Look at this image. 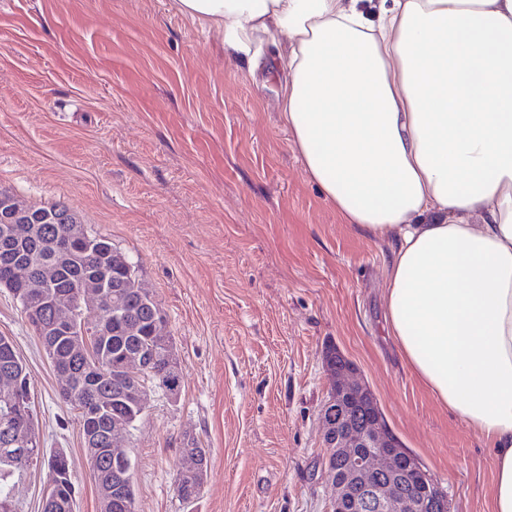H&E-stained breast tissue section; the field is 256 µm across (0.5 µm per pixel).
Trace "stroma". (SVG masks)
<instances>
[{"label": "stroma", "mask_w": 512, "mask_h": 512, "mask_svg": "<svg viewBox=\"0 0 512 512\" xmlns=\"http://www.w3.org/2000/svg\"><path fill=\"white\" fill-rule=\"evenodd\" d=\"M281 82L224 53L172 0H0V187L63 202L137 265L166 315L177 401L152 391L128 435L135 512H329L324 352L356 365L451 512H488L486 444L438 408L385 334L387 244L339 222L281 119ZM45 453L65 451L75 512H98L74 413L19 303ZM198 498L175 491L184 442Z\"/></svg>", "instance_id": "stroma-1"}]
</instances>
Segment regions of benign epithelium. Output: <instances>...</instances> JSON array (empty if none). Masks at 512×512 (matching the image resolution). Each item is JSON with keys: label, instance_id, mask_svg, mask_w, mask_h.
I'll list each match as a JSON object with an SVG mask.
<instances>
[{"label": "benign epithelium", "instance_id": "obj_1", "mask_svg": "<svg viewBox=\"0 0 512 512\" xmlns=\"http://www.w3.org/2000/svg\"><path fill=\"white\" fill-rule=\"evenodd\" d=\"M36 218L32 210L19 203L9 193L0 195L1 224H34ZM6 274L0 277V288L7 289L24 308L26 319L40 336H65L71 339L72 350L87 355L85 336L87 326H78L79 319L94 316L101 310L108 280L101 276H91L82 281L80 291L71 301L54 303L52 316L43 322L35 313L36 307L46 297L48 289L55 287L60 275V266L55 262L42 264L36 271H30L21 255L9 248L3 249ZM146 300L153 318L152 338L158 345H166L163 336L165 315L154 299L145 290H139ZM156 361V352L146 348L133 349L124 354L121 372L128 377H142L151 371ZM16 377L9 380L0 396L4 398L6 409L12 408L13 401L21 400L28 390V379L24 378V363L15 359ZM336 376L330 378L328 399L322 413V435L325 447L334 449L336 458L346 464L344 474H332L329 495L330 512H448V494L437 483L425 486L423 494H418L413 480L399 474L402 449L397 440L384 427L380 418L373 417L366 422L357 420L352 413V401L366 394L365 387L354 379L351 370H334ZM149 388L134 384L115 394L114 402L133 403L146 409ZM103 406L94 401L86 409L88 426L81 429L82 438L89 444L101 443L103 447L89 456V468L95 470L101 457L112 463L121 483L107 489L103 498V508H112V499L124 498L127 510L133 505L128 497V481L131 478V460L123 450V442L133 422L124 416H110L99 425ZM13 454L30 456L41 450V443L35 435L34 422L28 420L22 433L10 439ZM53 468L43 491V503L53 502L65 482L72 479L67 455L63 451L52 453ZM207 456L186 454L182 456V471L203 472Z\"/></svg>", "mask_w": 512, "mask_h": 512}]
</instances>
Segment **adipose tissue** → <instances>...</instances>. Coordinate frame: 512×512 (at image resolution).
Masks as SVG:
<instances>
[{"label":"adipose tissue","mask_w":512,"mask_h":512,"mask_svg":"<svg viewBox=\"0 0 512 512\" xmlns=\"http://www.w3.org/2000/svg\"><path fill=\"white\" fill-rule=\"evenodd\" d=\"M256 70L263 37L306 176L389 243L386 331L493 457L512 512V0H173Z\"/></svg>","instance_id":"adipose-tissue-1"}]
</instances>
